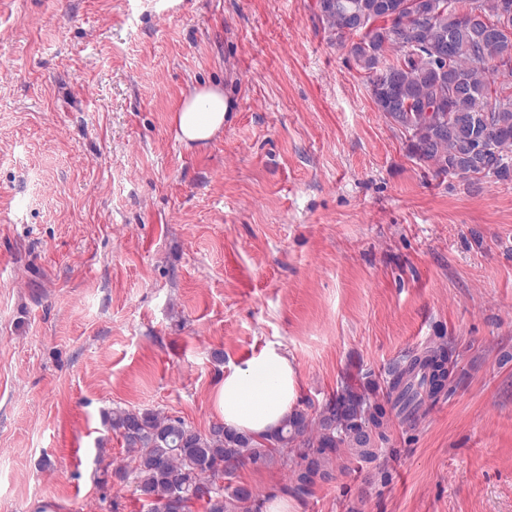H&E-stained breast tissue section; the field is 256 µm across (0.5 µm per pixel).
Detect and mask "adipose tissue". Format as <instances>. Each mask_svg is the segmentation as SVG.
<instances>
[{
  "instance_id": "adipose-tissue-1",
  "label": "adipose tissue",
  "mask_w": 512,
  "mask_h": 512,
  "mask_svg": "<svg viewBox=\"0 0 512 512\" xmlns=\"http://www.w3.org/2000/svg\"><path fill=\"white\" fill-rule=\"evenodd\" d=\"M227 103L220 89L209 87L186 97L175 114L178 135L186 142H205L224 126ZM297 372L280 350L268 348L225 374L216 405L225 426L262 434L291 411Z\"/></svg>"
}]
</instances>
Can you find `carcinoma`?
<instances>
[{"label": "carcinoma", "mask_w": 512, "mask_h": 512, "mask_svg": "<svg viewBox=\"0 0 512 512\" xmlns=\"http://www.w3.org/2000/svg\"><path fill=\"white\" fill-rule=\"evenodd\" d=\"M402 2L316 0L314 15L330 42L349 48L375 108L408 137L411 159L469 185L512 182V0H419L415 18ZM449 362L447 346L430 342L387 368L382 393L345 376L321 406L295 408L257 436L117 408L108 422L126 457L107 466L150 512H191L197 502L207 512H262L232 480L275 462L291 473L285 492L303 501L336 479L338 456L377 460L394 419L416 421L447 395Z\"/></svg>", "instance_id": "1"}]
</instances>
